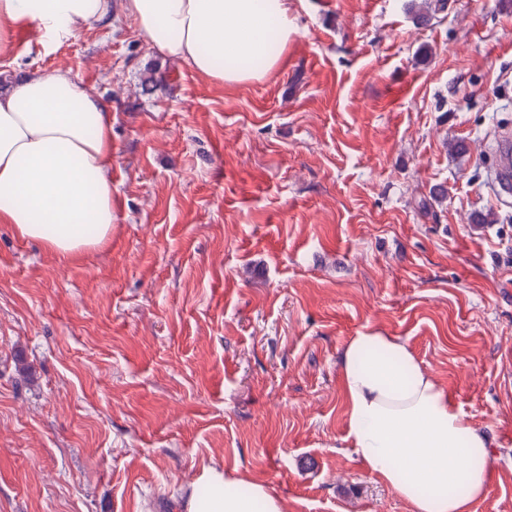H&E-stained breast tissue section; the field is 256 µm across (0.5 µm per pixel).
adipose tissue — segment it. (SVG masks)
Returning a JSON list of instances; mask_svg holds the SVG:
<instances>
[{
  "label": "adipose tissue",
  "instance_id": "1",
  "mask_svg": "<svg viewBox=\"0 0 512 512\" xmlns=\"http://www.w3.org/2000/svg\"><path fill=\"white\" fill-rule=\"evenodd\" d=\"M153 50L225 84L264 79L294 32L288 0H124ZM112 16V0H0V49L19 31L59 42ZM112 109L70 70L0 88V223L63 258L112 230ZM346 439L414 512H472L492 477L483 435L408 344L372 328L342 348ZM210 497L185 512H281L259 484L205 469Z\"/></svg>",
  "mask_w": 512,
  "mask_h": 512
}]
</instances>
